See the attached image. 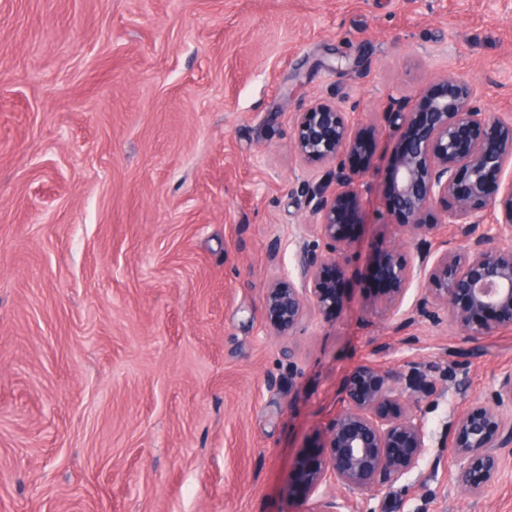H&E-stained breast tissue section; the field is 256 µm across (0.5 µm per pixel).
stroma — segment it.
<instances>
[{
    "instance_id": "1",
    "label": "stroma",
    "mask_w": 512,
    "mask_h": 512,
    "mask_svg": "<svg viewBox=\"0 0 512 512\" xmlns=\"http://www.w3.org/2000/svg\"><path fill=\"white\" fill-rule=\"evenodd\" d=\"M447 72L512 110V0H0V512H293L369 362L435 382L400 512H512V477L461 499L447 449L512 327L371 315L393 228L363 227L329 319L284 339L263 310L323 248L290 192L323 174L291 149L299 101L394 148L392 100Z\"/></svg>"
}]
</instances>
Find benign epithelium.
Here are the masks:
<instances>
[{"label": "benign epithelium", "instance_id": "1", "mask_svg": "<svg viewBox=\"0 0 512 512\" xmlns=\"http://www.w3.org/2000/svg\"><path fill=\"white\" fill-rule=\"evenodd\" d=\"M389 122L414 131L389 166L395 227L426 237L450 224L458 244L414 254L401 244L389 247L374 271L382 285L375 312H402L415 285L408 319L449 322L470 343L497 335L512 326V113L486 110L470 83L446 75L401 99ZM293 150L301 165L325 169L321 180L296 188L325 249H302L295 274L275 278L266 289L268 329L288 337L314 317L328 318L342 302L358 241L350 230L368 220L366 174L376 157L344 107L325 102L300 107ZM491 175L498 176L494 188ZM431 389L428 374L416 367L406 381L371 363L355 367L341 384L340 411L321 433L322 454L297 463V512H353L372 490L395 495L427 455L420 402ZM448 451L461 495L481 498L496 485L512 465L511 374L491 399L473 401L457 417ZM338 487L343 494H336Z\"/></svg>", "mask_w": 512, "mask_h": 512}]
</instances>
